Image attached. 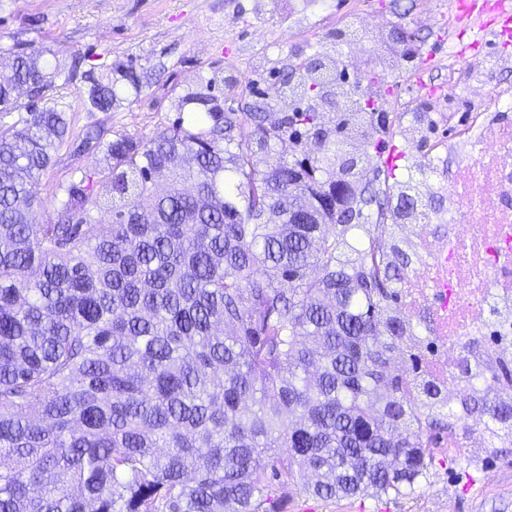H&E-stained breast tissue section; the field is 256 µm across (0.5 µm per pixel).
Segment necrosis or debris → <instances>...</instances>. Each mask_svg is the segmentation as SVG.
<instances>
[{
    "label": "necrosis or debris",
    "instance_id": "obj_1",
    "mask_svg": "<svg viewBox=\"0 0 512 512\" xmlns=\"http://www.w3.org/2000/svg\"><path fill=\"white\" fill-rule=\"evenodd\" d=\"M448 64L447 92L394 127L408 148L429 145L432 163L448 154L472 159L457 169L451 187L436 181L421 193L436 232H424L417 216L400 227L403 238L420 247L403 313H432L435 339L423 370L443 383L469 337L490 332L494 348L512 354V126L499 120L512 110V57L452 52ZM490 95L496 106L487 109Z\"/></svg>",
    "mask_w": 512,
    "mask_h": 512
}]
</instances>
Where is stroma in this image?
<instances>
[{"instance_id": "obj_1", "label": "stroma", "mask_w": 512, "mask_h": 512, "mask_svg": "<svg viewBox=\"0 0 512 512\" xmlns=\"http://www.w3.org/2000/svg\"><path fill=\"white\" fill-rule=\"evenodd\" d=\"M458 0H0V47L42 52L57 64L56 92L69 114L72 138L91 128L153 136L172 125L183 99L212 90L224 107L238 113L260 106L269 121L291 111L288 99L272 86L298 57L318 53L348 62L347 73L357 95L382 82L386 97L376 104L387 120L374 124L370 156H393L383 180L403 175L404 146L392 130L393 110L403 96L408 73L428 84L444 85L447 72L437 60L448 53V17ZM378 16L387 28L406 32L399 51L401 69L386 71L373 56L385 46L368 31L335 45L330 29L351 21L354 5ZM428 11L432 24L414 28L415 12ZM123 65L140 75V91H124L112 111L95 112L87 105L92 78ZM95 153L74 154L61 146L41 177V217L53 211V193L79 168L95 165ZM435 460L413 498L352 497L321 501L301 486L277 487L283 512H512V445L491 448L447 447L438 439Z\"/></svg>"}]
</instances>
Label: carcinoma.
<instances>
[{
  "label": "carcinoma",
  "mask_w": 512,
  "mask_h": 512,
  "mask_svg": "<svg viewBox=\"0 0 512 512\" xmlns=\"http://www.w3.org/2000/svg\"><path fill=\"white\" fill-rule=\"evenodd\" d=\"M336 70L292 62L280 86L316 94ZM54 79L42 53L1 50L0 112ZM119 102L112 80L90 89L93 110ZM183 105L148 139L72 143L104 167L58 184L44 222L67 113L30 105L0 127V512H282L288 482L324 501L409 496L460 422L511 438L512 360L463 358L452 398L422 374L393 287L413 263L394 231L421 206L413 174L377 192L362 166L336 186L347 118L320 155L259 172L252 153L310 135L315 108L268 127L215 95ZM301 194L337 207L323 224L263 218Z\"/></svg>",
  "instance_id": "carcinoma-1"
}]
</instances>
